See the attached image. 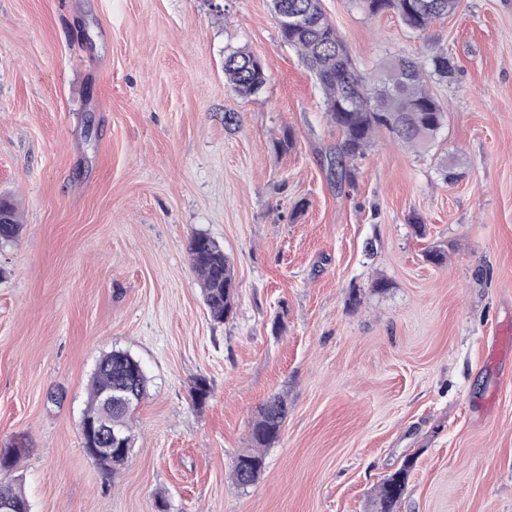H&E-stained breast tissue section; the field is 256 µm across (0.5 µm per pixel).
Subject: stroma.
Segmentation results:
<instances>
[{
  "label": "stroma",
  "instance_id": "1",
  "mask_svg": "<svg viewBox=\"0 0 512 512\" xmlns=\"http://www.w3.org/2000/svg\"><path fill=\"white\" fill-rule=\"evenodd\" d=\"M323 7L365 75L428 45L457 66L429 85L448 113L431 149L378 135L352 186L329 173L338 136L271 0H0V198L22 225L0 247V448L22 450L31 512H154L158 493L168 512H375L408 459L396 512H512V354L493 355L512 329V0H460L424 39ZM238 47L270 74L248 99L224 79ZM440 157L463 178L444 184ZM197 232L234 264L222 323ZM114 349L150 382L107 478L80 422ZM276 394L281 435L240 488ZM188 252L211 318L218 323L228 320L235 309L237 283L224 248L208 235L197 233L190 239ZM287 413V403L281 395L268 398L259 407L251 426L255 448L241 452L232 467V479L237 486L246 488L256 482L262 471L263 450L279 439ZM410 468L411 461L405 460L397 471L383 480L377 495L379 512H394L395 506L405 493L406 478Z\"/></svg>",
  "mask_w": 512,
  "mask_h": 512
}]
</instances>
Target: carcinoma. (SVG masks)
<instances>
[{
    "label": "carcinoma",
    "mask_w": 512,
    "mask_h": 512,
    "mask_svg": "<svg viewBox=\"0 0 512 512\" xmlns=\"http://www.w3.org/2000/svg\"><path fill=\"white\" fill-rule=\"evenodd\" d=\"M458 3L459 0H357L368 15L392 12L420 36L427 35L433 21L453 13ZM272 8L282 41L298 52L314 76L327 121L339 134L331 159L337 179L355 181V162L365 157L380 132L388 133L402 146L424 152L448 125V112L428 88L433 79L453 78L455 64L447 52L394 55L383 63L378 78L369 79L357 71L322 0H272ZM224 77L237 96L249 98L263 91L269 73L259 56L239 47L225 54ZM8 214L10 223H0L1 244L15 240L21 231L13 209H8ZM188 252L211 318L218 323L228 320L235 309L237 283L224 248L215 239L197 233L190 239ZM148 382L140 362L130 353L112 350L103 354L93 372L82 420L97 422L103 412L104 395L111 390L122 391L134 403L112 407V421L125 441L131 442V417L147 394ZM287 413V403L281 395L268 398L259 407L251 426L253 447L241 452L232 467L237 486L246 488L256 482L262 471L263 450L279 439ZM410 468L411 461L407 459L383 480L377 495L379 512H394L405 493ZM3 498L10 499L17 512H29L28 500L10 480H0V499Z\"/></svg>",
    "instance_id": "1"
}]
</instances>
